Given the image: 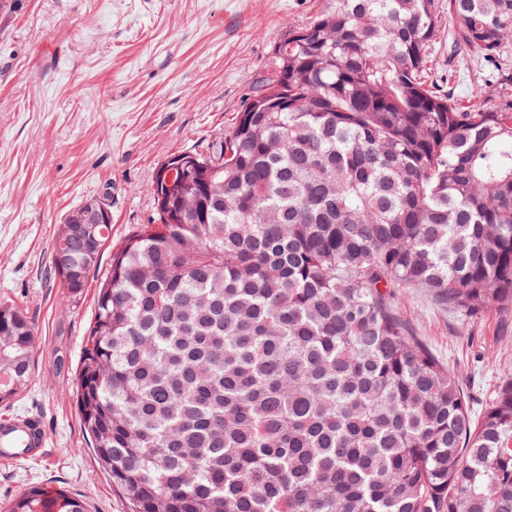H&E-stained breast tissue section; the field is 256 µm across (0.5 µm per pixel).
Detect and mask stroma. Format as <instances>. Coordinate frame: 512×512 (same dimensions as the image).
Masks as SVG:
<instances>
[{
	"label": "stroma",
	"mask_w": 512,
	"mask_h": 512,
	"mask_svg": "<svg viewBox=\"0 0 512 512\" xmlns=\"http://www.w3.org/2000/svg\"><path fill=\"white\" fill-rule=\"evenodd\" d=\"M324 0H0V301L35 326L31 376L0 417L39 416L49 448L0 465V510L38 486L87 512H128L81 428L74 382L99 275L70 300L50 275L65 215L107 199L112 239L150 221L167 156L232 130L274 48ZM434 78L462 100L499 93L482 53L434 48ZM398 321L458 376L472 421L512 380V308L466 315L422 288L392 289Z\"/></svg>",
	"instance_id": "1"
}]
</instances>
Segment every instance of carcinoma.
<instances>
[{
  "label": "carcinoma",
  "mask_w": 512,
  "mask_h": 512,
  "mask_svg": "<svg viewBox=\"0 0 512 512\" xmlns=\"http://www.w3.org/2000/svg\"><path fill=\"white\" fill-rule=\"evenodd\" d=\"M445 32L488 59L512 0H325L255 92L288 104L189 150L179 221L156 206L114 244L110 222L77 232L104 200L65 217L70 299L110 258L75 405L131 512H512V381L472 424L386 302L512 306V73L462 103L432 79ZM34 341L1 302V404ZM5 512L86 508L34 487Z\"/></svg>",
  "instance_id": "cac0c4a2"
}]
</instances>
